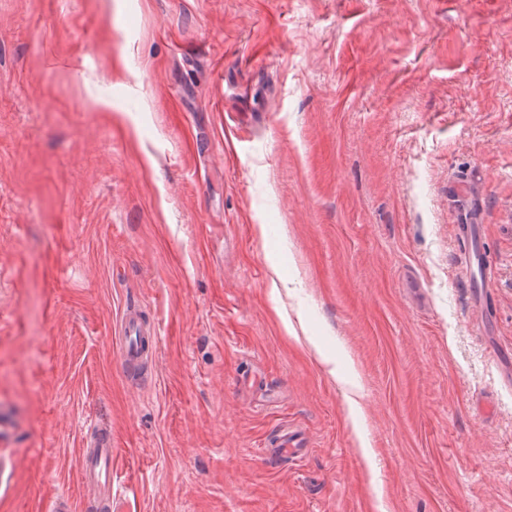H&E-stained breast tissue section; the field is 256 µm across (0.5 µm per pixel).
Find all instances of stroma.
Segmentation results:
<instances>
[{
    "instance_id": "stroma-1",
    "label": "stroma",
    "mask_w": 512,
    "mask_h": 512,
    "mask_svg": "<svg viewBox=\"0 0 512 512\" xmlns=\"http://www.w3.org/2000/svg\"><path fill=\"white\" fill-rule=\"evenodd\" d=\"M505 349L512 0H0V512H512ZM458 234L462 242L459 260L465 271L469 274L477 273L481 285L480 304L481 314H488L492 304V289L490 284L493 279V268L487 252L475 237L472 224H458ZM120 336V359L125 366L132 367L142 363L147 356L149 346H146L148 341L150 345V337L155 334L142 321L137 311L128 307L121 320ZM303 446L299 439L292 437L291 432L284 430L277 432L274 442L265 441V447L271 448V455L277 458L300 459L305 454ZM112 436L109 433H95L93 439L81 448L79 467L82 484L92 503L101 500L97 508L105 507L112 512Z\"/></svg>"
}]
</instances>
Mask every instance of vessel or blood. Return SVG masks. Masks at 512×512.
I'll list each match as a JSON object with an SVG mask.
<instances>
[{
    "label": "vessel or blood",
    "mask_w": 512,
    "mask_h": 512,
    "mask_svg": "<svg viewBox=\"0 0 512 512\" xmlns=\"http://www.w3.org/2000/svg\"><path fill=\"white\" fill-rule=\"evenodd\" d=\"M458 234L462 242L460 263L467 273L478 275L482 296L480 308L482 312H489L492 304V264L476 238L472 225H459ZM150 337L151 331L137 311L132 308L126 309L120 325L119 348V356L125 366L132 367L142 362L148 353L147 344ZM270 453L278 458L298 459L303 457L305 450L300 440L293 438L291 432L283 430L278 432L274 442H271ZM79 467L81 481L89 501H98L103 507H111L114 456L110 434H94L80 451Z\"/></svg>",
    "instance_id": "1"
}]
</instances>
